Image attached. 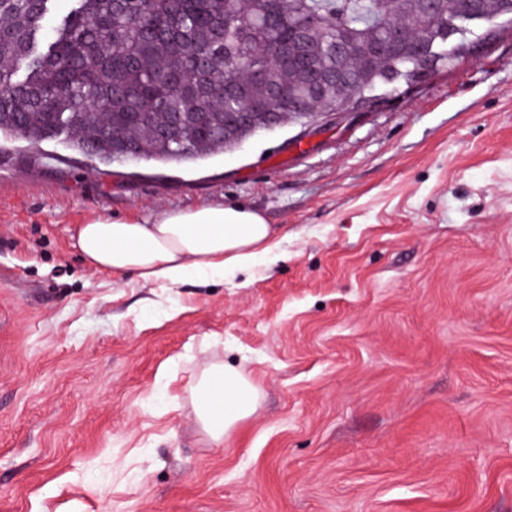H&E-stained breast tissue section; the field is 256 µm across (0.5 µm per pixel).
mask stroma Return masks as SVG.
<instances>
[{
	"label": "stroma",
	"mask_w": 512,
	"mask_h": 512,
	"mask_svg": "<svg viewBox=\"0 0 512 512\" xmlns=\"http://www.w3.org/2000/svg\"><path fill=\"white\" fill-rule=\"evenodd\" d=\"M0 142V512H512V37L345 125L190 163ZM246 204L208 284L90 268L76 226ZM259 385L204 435L211 363ZM190 393L199 426L217 442L252 417L261 402V390L254 380L226 363H211L204 368Z\"/></svg>",
	"instance_id": "obj_1"
}]
</instances>
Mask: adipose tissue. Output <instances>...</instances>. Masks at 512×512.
<instances>
[{
	"label": "adipose tissue",
	"instance_id": "adipose-tissue-1",
	"mask_svg": "<svg viewBox=\"0 0 512 512\" xmlns=\"http://www.w3.org/2000/svg\"><path fill=\"white\" fill-rule=\"evenodd\" d=\"M278 234L260 212L234 203L170 211L151 224L97 219L78 227L73 246L91 267L176 284L250 270L277 250ZM191 401L201 429L220 442L256 413L261 390L238 368L212 363L196 378Z\"/></svg>",
	"mask_w": 512,
	"mask_h": 512
}]
</instances>
